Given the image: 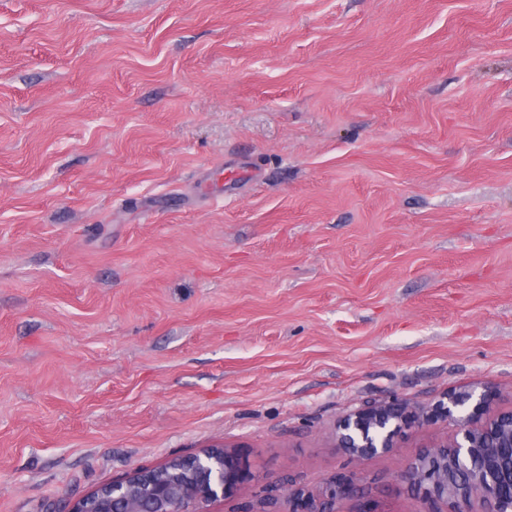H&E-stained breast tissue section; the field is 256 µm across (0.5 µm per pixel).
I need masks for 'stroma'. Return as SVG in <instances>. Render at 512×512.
Masks as SVG:
<instances>
[{
    "label": "stroma",
    "instance_id": "obj_1",
    "mask_svg": "<svg viewBox=\"0 0 512 512\" xmlns=\"http://www.w3.org/2000/svg\"><path fill=\"white\" fill-rule=\"evenodd\" d=\"M512 406V0H0V512L239 447L209 512L356 476L341 417Z\"/></svg>",
    "mask_w": 512,
    "mask_h": 512
}]
</instances>
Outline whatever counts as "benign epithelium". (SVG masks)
<instances>
[{"label": "benign epithelium", "instance_id": "1", "mask_svg": "<svg viewBox=\"0 0 512 512\" xmlns=\"http://www.w3.org/2000/svg\"><path fill=\"white\" fill-rule=\"evenodd\" d=\"M500 392L451 389L428 408L391 397L342 417L334 446L353 459L389 453L398 441L429 422H451L454 434L419 446L400 474L416 512H512V407L497 406ZM252 478L246 458L234 446L204 448L154 469H134L74 501L68 512H207L209 503L232 498ZM364 497L353 478L333 481L321 496L288 490V512H336V502Z\"/></svg>", "mask_w": 512, "mask_h": 512}]
</instances>
